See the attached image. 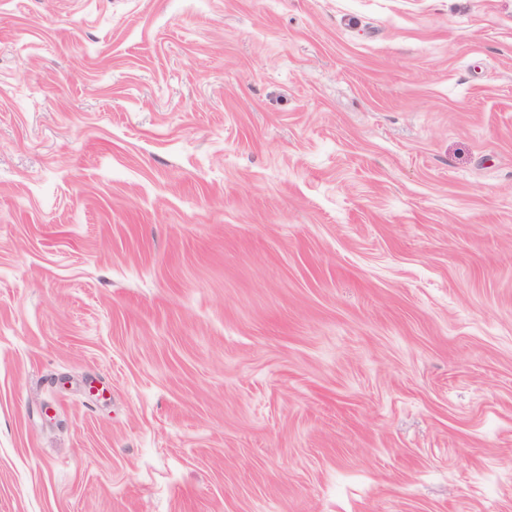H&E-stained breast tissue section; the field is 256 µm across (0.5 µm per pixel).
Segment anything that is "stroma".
Returning <instances> with one entry per match:
<instances>
[{
	"label": "stroma",
	"mask_w": 512,
	"mask_h": 512,
	"mask_svg": "<svg viewBox=\"0 0 512 512\" xmlns=\"http://www.w3.org/2000/svg\"><path fill=\"white\" fill-rule=\"evenodd\" d=\"M0 512H512V0H0Z\"/></svg>",
	"instance_id": "35a3bbf8"
}]
</instances>
